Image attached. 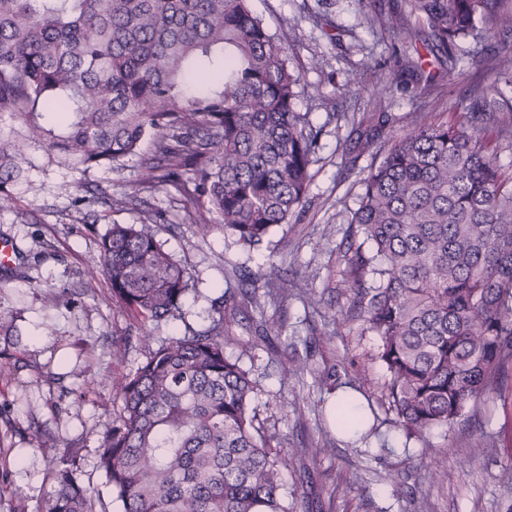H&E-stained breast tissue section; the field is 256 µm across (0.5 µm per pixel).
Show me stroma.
Masks as SVG:
<instances>
[{
  "label": "stroma",
  "instance_id": "stroma-1",
  "mask_svg": "<svg viewBox=\"0 0 512 512\" xmlns=\"http://www.w3.org/2000/svg\"><path fill=\"white\" fill-rule=\"evenodd\" d=\"M252 10L273 31L293 26L297 38L289 65L301 79L298 111L320 127L311 165L308 204L295 223L275 228L268 243L245 249L218 227L187 221L192 199L164 190L134 195L138 158L124 170L82 174L49 166L43 148L30 149L32 166L13 193L16 212L0 213V238L13 243L29 265L27 278L0 275V306L19 311L24 361L14 369L0 359V512H40L63 461L77 459L80 478L94 486L110 512H120L97 467L102 436L119 408L110 389L125 376L137 353L113 364L112 346L128 341L134 322L111 297L106 279L83 294L81 273L99 255L111 224H135L157 216L158 237L190 273L195 290L183 301L184 321L163 326L170 336L201 323L210 298L237 288L241 271L277 272L293 283L286 300L257 291L258 304L239 301L233 335L244 367L262 378L260 418L283 453L320 444L329 455L283 471L297 512H512V403L491 393L478 400L450 433L434 430L430 451L406 438L382 397L385 371L376 341L361 321L346 320L350 259L358 245L348 222L358 204L361 180L376 161L361 151L351 130L371 112L380 77L393 79L382 99L389 122L376 143L400 135L414 114L456 121L494 83L512 77V31L487 40L461 41L456 70L420 40L383 31L373 6L398 7L406 27L421 29L411 0H251ZM127 197L111 208L103 196ZM25 213L18 221L17 213ZM69 289L73 304L45 306L43 287ZM301 358L303 372L281 380L282 364ZM335 390H327L326 381ZM347 389L372 410L370 435L348 437L336 427L333 403ZM51 432L55 448L35 447L33 428ZM495 447H488V440ZM440 478H431L434 467Z\"/></svg>",
  "mask_w": 512,
  "mask_h": 512
}]
</instances>
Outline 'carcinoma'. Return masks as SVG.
<instances>
[{"instance_id": "1", "label": "carcinoma", "mask_w": 512, "mask_h": 512, "mask_svg": "<svg viewBox=\"0 0 512 512\" xmlns=\"http://www.w3.org/2000/svg\"><path fill=\"white\" fill-rule=\"evenodd\" d=\"M448 69L458 42L512 30V0H413ZM293 30L274 33L250 0H0V212L15 209L26 150L83 174L123 169L145 139L141 192L171 187L214 224L260 247L308 202L320 130L296 109ZM481 97L461 123L419 119L381 149L361 180L349 234L357 246L348 320L376 337L395 424L423 449L486 393L512 390V172L488 152L484 124L512 135L511 112ZM59 113L54 126L43 113ZM157 220L113 224L86 284L104 277L137 319L141 360L112 384L119 409L97 467L122 512H294L283 458L260 423L259 377L227 354L230 290L201 324L184 320L187 269L157 238ZM18 315L0 308V356L19 348ZM42 512H107L72 459L54 472Z\"/></svg>"}]
</instances>
